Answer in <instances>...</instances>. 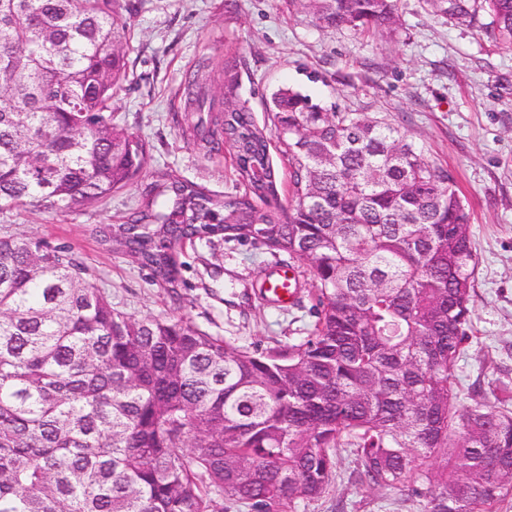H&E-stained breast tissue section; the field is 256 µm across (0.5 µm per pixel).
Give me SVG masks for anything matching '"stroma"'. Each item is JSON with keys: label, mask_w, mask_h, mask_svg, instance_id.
I'll return each mask as SVG.
<instances>
[{"label": "stroma", "mask_w": 512, "mask_h": 512, "mask_svg": "<svg viewBox=\"0 0 512 512\" xmlns=\"http://www.w3.org/2000/svg\"><path fill=\"white\" fill-rule=\"evenodd\" d=\"M131 2L128 80L112 109L115 124L146 144L141 176L77 212L43 202L0 212V234L32 232L68 248L125 315L181 318L250 351L298 342L316 321L307 262L217 235L177 248L171 292L99 236L125 221L151 182L173 178L219 201L244 194L232 149L207 156L187 127L190 74L205 68L216 104L245 108L261 127L272 93L287 85L323 106L400 127L429 163L454 175L476 254L473 335L455 373L467 386L512 388V48L433 14L423 0H397V25L364 34L320 25L303 0ZM277 266L301 285L294 303L259 294L258 282ZM414 487L372 486L344 452L326 492L300 500L298 512H427L428 498Z\"/></svg>", "instance_id": "35a3bbf8"}]
</instances>
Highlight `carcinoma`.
Listing matches in <instances>:
<instances>
[{
    "label": "carcinoma",
    "instance_id": "1",
    "mask_svg": "<svg viewBox=\"0 0 512 512\" xmlns=\"http://www.w3.org/2000/svg\"><path fill=\"white\" fill-rule=\"evenodd\" d=\"M512 46V0H426ZM316 21L365 32L395 0H319ZM119 0H0V206L99 203L142 173L146 144L112 123L126 79ZM210 154L230 144L247 192L218 204L175 179L145 188L101 242L174 289L175 247L224 234L310 262L316 321L300 342L238 349L183 319L133 318L64 248L0 236V512H297L354 449L368 483L414 476L431 512H496L512 492V410L502 389L460 404L476 260L447 170L399 128L271 96L273 127L214 110L188 83ZM291 168L276 195L269 140ZM223 209L218 214L216 207Z\"/></svg>",
    "mask_w": 512,
    "mask_h": 512
}]
</instances>
